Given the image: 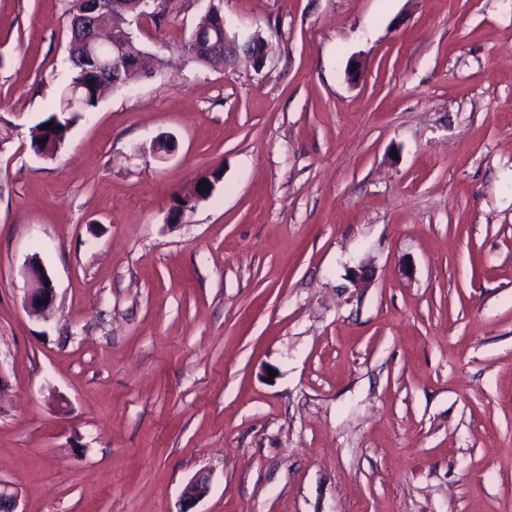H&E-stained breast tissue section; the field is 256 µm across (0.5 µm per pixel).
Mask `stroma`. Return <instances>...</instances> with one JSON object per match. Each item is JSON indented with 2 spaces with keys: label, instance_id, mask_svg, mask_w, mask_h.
Listing matches in <instances>:
<instances>
[{
  "label": "stroma",
  "instance_id": "stroma-1",
  "mask_svg": "<svg viewBox=\"0 0 512 512\" xmlns=\"http://www.w3.org/2000/svg\"><path fill=\"white\" fill-rule=\"evenodd\" d=\"M223 7L262 70L136 79L50 159L66 0H0V479L22 512H512V0ZM27 288L24 302L32 315L42 319L52 316L55 304V288L48 273L36 257H31L25 269ZM41 300V303H38Z\"/></svg>",
  "mask_w": 512,
  "mask_h": 512
}]
</instances>
